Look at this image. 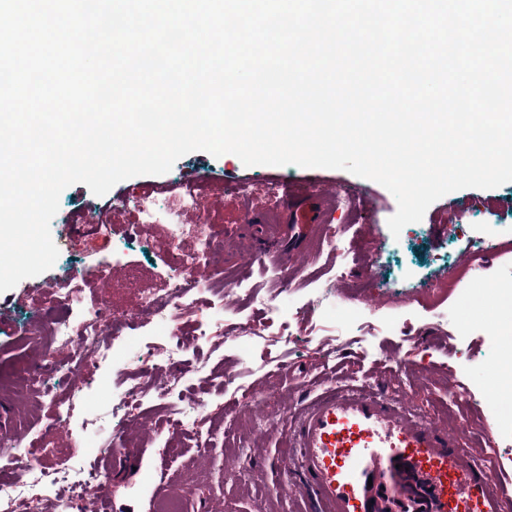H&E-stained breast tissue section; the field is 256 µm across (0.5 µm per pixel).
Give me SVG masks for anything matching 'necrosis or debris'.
Returning <instances> with one entry per match:
<instances>
[{"instance_id": "necrosis-or-debris-1", "label": "necrosis or debris", "mask_w": 512, "mask_h": 512, "mask_svg": "<svg viewBox=\"0 0 512 512\" xmlns=\"http://www.w3.org/2000/svg\"><path fill=\"white\" fill-rule=\"evenodd\" d=\"M196 199V183L188 180L180 185L164 214L172 227L169 249H175L183 236H191L211 254H219L222 244L207 222L185 224L181 215ZM212 280L205 276L196 255L191 251L179 252L176 264L171 268L168 286L163 293L146 294L139 308L129 314L112 316L108 302L83 310L79 318H71L69 307L78 305L72 282L68 279L56 281L49 290V300L39 313L47 322L45 344L48 349L41 362L25 367L16 377L19 385L29 387L40 397L55 403L54 423L69 419L81 404L83 384L95 360L114 354L116 337L131 334L141 325L165 322L172 308L184 305L201 290L210 289ZM68 350L67 361L54 360L52 349ZM165 397V390H154L151 380L142 378L132 384L121 397L112 400L110 416L115 432H122L129 415L142 413L145 399L150 393ZM0 458L14 459L25 480L5 481L0 479V512H45L48 502L62 504L66 512H88L92 503L98 502V490L103 484L99 470L89 474H72L70 469L59 464L55 451L43 448L40 457H19L14 438L0 437ZM40 485L54 493L53 499H39L29 493L30 485Z\"/></svg>"}]
</instances>
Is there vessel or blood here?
Returning a JSON list of instances; mask_svg holds the SVG:
<instances>
[{"mask_svg": "<svg viewBox=\"0 0 512 512\" xmlns=\"http://www.w3.org/2000/svg\"><path fill=\"white\" fill-rule=\"evenodd\" d=\"M333 197L292 196L277 231L256 240L250 264L303 254ZM297 449L282 486L308 512H512V493L457 435L362 387H334L305 402L286 428Z\"/></svg>", "mask_w": 512, "mask_h": 512, "instance_id": "b4317fda", "label": "vessel or blood"}]
</instances>
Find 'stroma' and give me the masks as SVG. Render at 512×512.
I'll return each instance as SVG.
<instances>
[{
  "instance_id": "1",
  "label": "stroma",
  "mask_w": 512,
  "mask_h": 512,
  "mask_svg": "<svg viewBox=\"0 0 512 512\" xmlns=\"http://www.w3.org/2000/svg\"><path fill=\"white\" fill-rule=\"evenodd\" d=\"M186 178L198 181L196 205L184 221L206 219L224 239L215 278L244 280L252 296L237 289L208 292L197 303L173 309L168 322L142 328L133 350H165L190 341L187 352L159 358L161 370L177 379L170 399L195 412L187 429L157 425L162 403L147 406L146 418H132L109 457L98 461L108 481L107 512H156L148 491L163 479L185 485L183 512H305L300 498L278 492L280 465L291 452L281 430H267L265 419L285 421L305 399L330 382L379 387L403 400L415 414L460 433L465 447L503 482L512 484V422L486 418L482 403L508 355L494 345L483 318L461 322L458 291L448 288L453 271L488 240L503 249L463 287L478 291L481 305L494 311L512 300V181L493 189L467 188L433 202L421 221L392 236L388 220L395 197L377 182L341 169L296 165L245 166L232 154L194 151L162 175H142L95 196L82 183L60 195L51 235L61 250L52 268L0 293L8 307L0 325V366L32 362L43 354L45 329L36 316L46 286L60 273L74 274L86 305L108 300L119 312L135 309L146 288H160L168 271L161 251L168 224H146L138 201L168 200ZM337 191L336 221L320 225L307 244L303 262L289 265L288 282L270 270L249 266L252 237L248 213L264 209L277 218L285 191ZM335 239L345 253L329 251ZM265 326V337H241V323ZM217 325L210 341L193 343L202 324ZM296 336L297 345L277 344ZM84 407L54 432L52 442L70 468L87 463L86 451L112 435L108 405L98 384L113 392L127 387L121 362L90 370ZM54 412L34 393L0 388V431L24 425L22 452L38 457V431ZM491 439H484L485 428ZM139 445L136 463L124 457L126 442Z\"/></svg>"
}]
</instances>
